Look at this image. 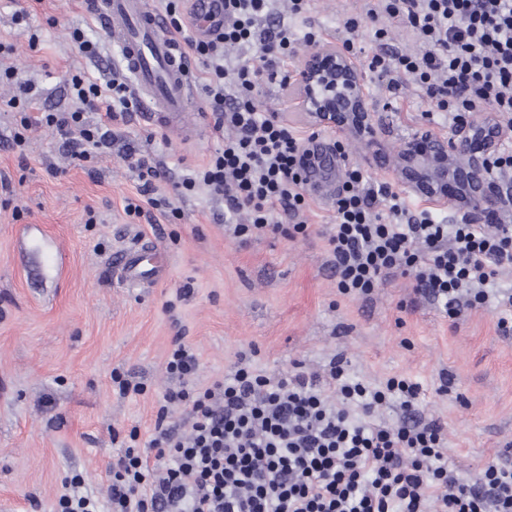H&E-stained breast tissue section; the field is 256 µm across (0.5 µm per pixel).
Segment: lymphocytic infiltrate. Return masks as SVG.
<instances>
[{"instance_id": "f902f5d3", "label": "lymphocytic infiltrate", "mask_w": 512, "mask_h": 512, "mask_svg": "<svg viewBox=\"0 0 512 512\" xmlns=\"http://www.w3.org/2000/svg\"><path fill=\"white\" fill-rule=\"evenodd\" d=\"M308 9L309 0H289L284 15L274 0H224V29L204 41L186 32L174 0L165 7L183 56L200 65L221 141L183 186L223 198L224 222L238 238L283 232L287 218L310 206L307 140L259 101L302 45L319 42L292 24ZM395 24L417 49L389 44ZM362 26L373 32L367 68L389 90L414 82L430 111L455 123L487 111L512 121V0H378L344 20L345 46ZM229 46L245 56L228 61ZM66 92L73 106L58 112L41 106L35 81L19 83L9 101L19 121L0 143L25 153L29 130L40 126L87 163L111 149L114 124L138 107L126 81L102 82L81 69L70 71ZM409 205L389 184L347 169L327 236L338 288L366 297L401 273L451 316L495 302L507 327L512 292L493 286L512 264V226L445 224ZM198 368L195 351L175 342L166 369L179 385L165 392L151 439L113 460L107 501L75 477L63 482L56 512H429L434 502L443 512H512V467L488 465L471 481L450 469L443 428L417 414V382L392 376L373 387L350 377L340 357L330 360L325 383L299 364L276 375L242 362L199 388ZM392 401L402 418L374 422ZM175 403L188 408V433L166 423Z\"/></svg>"}]
</instances>
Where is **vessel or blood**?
I'll return each mask as SVG.
<instances>
[{
    "mask_svg": "<svg viewBox=\"0 0 512 512\" xmlns=\"http://www.w3.org/2000/svg\"><path fill=\"white\" fill-rule=\"evenodd\" d=\"M97 13L124 65L147 118H161L170 129L188 133L183 118L194 96L190 68L178 52L162 17L146 0H97ZM197 38L210 39L224 25V0H187ZM115 278L143 288L162 278L167 263L158 245L121 248L109 259Z\"/></svg>",
    "mask_w": 512,
    "mask_h": 512,
    "instance_id": "1",
    "label": "vessel or blood"
}]
</instances>
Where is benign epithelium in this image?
I'll return each mask as SVG.
<instances>
[{
  "instance_id": "benign-epithelium-1",
  "label": "benign epithelium",
  "mask_w": 512,
  "mask_h": 512,
  "mask_svg": "<svg viewBox=\"0 0 512 512\" xmlns=\"http://www.w3.org/2000/svg\"><path fill=\"white\" fill-rule=\"evenodd\" d=\"M301 113L315 126L368 135L377 147L361 69L348 53L324 42L289 72ZM512 138V128L489 114L465 122L448 137L420 130L403 142L396 168L404 188L473 222L512 223V182L489 171L490 154Z\"/></svg>"
}]
</instances>
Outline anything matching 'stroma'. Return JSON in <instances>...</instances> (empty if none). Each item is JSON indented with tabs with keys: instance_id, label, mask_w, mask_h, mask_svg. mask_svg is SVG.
I'll list each match as a JSON object with an SVG mask.
<instances>
[{
	"instance_id": "stroma-1",
	"label": "stroma",
	"mask_w": 512,
	"mask_h": 512,
	"mask_svg": "<svg viewBox=\"0 0 512 512\" xmlns=\"http://www.w3.org/2000/svg\"><path fill=\"white\" fill-rule=\"evenodd\" d=\"M88 2L0 0V38L14 44L20 77L40 82L48 105L61 110L71 106L61 82L66 70L113 76L117 52ZM365 2L311 0L301 25L341 43L344 16ZM21 8L30 13L25 26L12 18ZM32 27L41 33L42 49L28 46ZM77 28L100 41L101 63L81 54L72 38ZM364 78L384 142L378 158L366 140L303 119L288 88L273 83L261 91L268 108L313 136L315 146L343 147L325 176L326 193L310 194L306 233L292 239L236 238L224 226L222 199L177 191L217 147L199 82L186 122L201 136L179 138L132 112L115 126L116 142L96 159L93 176L40 127L30 131L25 157L0 148V172L16 191L12 206H0V512H52L63 479L73 474L106 498L108 467L129 431L148 441L159 401L177 383L165 360L178 337L198 355L193 381L200 387L231 374L241 359L269 372L299 362L323 375L338 353L368 384L411 378L422 386L421 417L443 426L448 463L461 477H477L488 464L512 457V332L500 329L495 306L449 318L400 274L364 298L342 294L336 285L326 232L346 165L394 185L393 162L405 136L418 128L452 132L444 116L425 117L417 85L394 95L376 75ZM128 142L162 167L158 192L177 217L155 209L140 218L126 213L127 200L139 197L137 175L120 156ZM27 224L60 245L64 267L56 277L37 275L39 259L21 237ZM139 241L160 245L171 268L153 287L130 290L115 280L108 258ZM116 371L141 384L143 393L119 396ZM444 375L452 388L441 394Z\"/></svg>"
}]
</instances>
